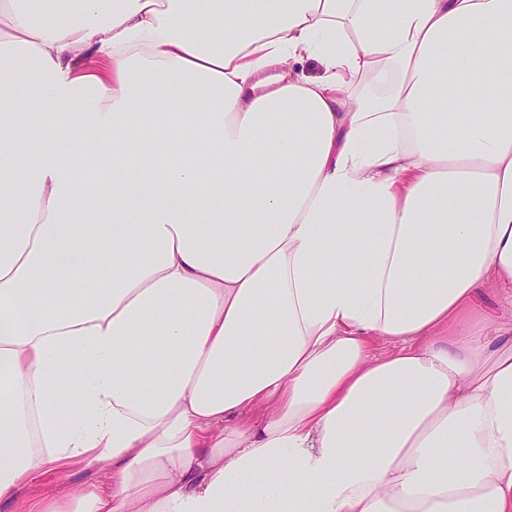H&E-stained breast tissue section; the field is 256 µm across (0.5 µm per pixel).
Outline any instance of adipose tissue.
I'll use <instances>...</instances> for the list:
<instances>
[{
    "mask_svg": "<svg viewBox=\"0 0 512 512\" xmlns=\"http://www.w3.org/2000/svg\"><path fill=\"white\" fill-rule=\"evenodd\" d=\"M210 4L0 0V502L512 512V0ZM96 478L103 479L102 474H97L93 470H74L67 475L64 480L59 483L57 476L53 473H41L36 476L33 482V487L29 492L30 496H37L47 492H54L59 486H66L69 489H77L82 484H85Z\"/></svg>",
    "mask_w": 512,
    "mask_h": 512,
    "instance_id": "obj_1",
    "label": "adipose tissue"
}]
</instances>
